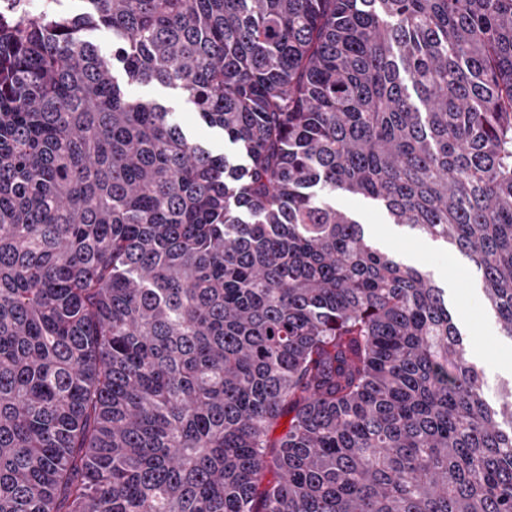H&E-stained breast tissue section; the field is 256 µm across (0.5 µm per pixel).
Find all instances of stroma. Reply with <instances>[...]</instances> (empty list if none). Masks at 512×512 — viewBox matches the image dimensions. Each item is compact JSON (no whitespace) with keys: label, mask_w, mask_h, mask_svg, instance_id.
Listing matches in <instances>:
<instances>
[{"label":"stroma","mask_w":512,"mask_h":512,"mask_svg":"<svg viewBox=\"0 0 512 512\" xmlns=\"http://www.w3.org/2000/svg\"><path fill=\"white\" fill-rule=\"evenodd\" d=\"M128 94L155 99L166 106L189 135L217 155H234L235 148L219 130L208 127L190 112L184 95L157 84L129 83ZM337 208L362 224L368 240L403 263L429 272L448 299V309L461 330L471 361L484 372L485 396L498 405L504 388L512 385V339L503 336L494 313L483 300L479 278L469 259L457 250L414 235L406 227L391 223L387 213L360 196L339 194Z\"/></svg>","instance_id":"stroma-1"}]
</instances>
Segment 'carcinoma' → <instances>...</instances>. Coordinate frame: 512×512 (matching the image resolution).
Wrapping results in <instances>:
<instances>
[{
	"mask_svg": "<svg viewBox=\"0 0 512 512\" xmlns=\"http://www.w3.org/2000/svg\"><path fill=\"white\" fill-rule=\"evenodd\" d=\"M86 2L0 15V512H512V387L328 201L512 338V0ZM120 83L125 86L128 94L134 98L156 99L166 106L179 122L186 128L189 135L210 148L217 155H235V147L224 140V134L217 129H212L203 123L193 112H190L185 103L184 95L177 90L165 88L157 84L143 85L127 83V78L116 72ZM336 207L363 225L366 238L403 263L429 272L445 289L448 309L461 330L471 361L484 372L487 401L498 406L512 384V341L503 336L483 300L479 278L469 259L451 248L391 224L385 210L360 196L336 194Z\"/></svg>",
	"mask_w": 512,
	"mask_h": 512,
	"instance_id": "obj_1",
	"label": "carcinoma"
}]
</instances>
